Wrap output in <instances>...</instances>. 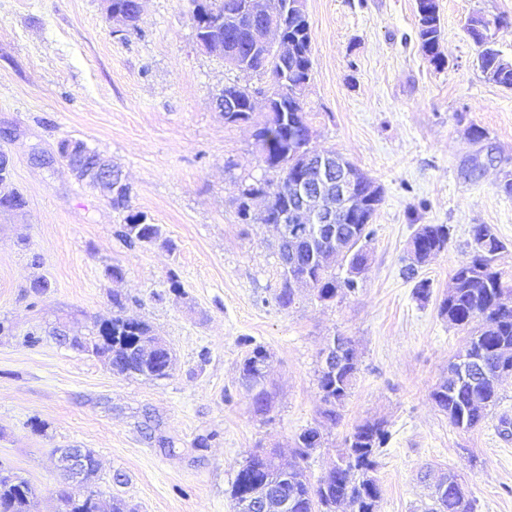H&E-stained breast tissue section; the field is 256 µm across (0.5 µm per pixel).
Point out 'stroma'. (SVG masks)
Returning a JSON list of instances; mask_svg holds the SVG:
<instances>
[{"label":"stroma","mask_w":512,"mask_h":512,"mask_svg":"<svg viewBox=\"0 0 512 512\" xmlns=\"http://www.w3.org/2000/svg\"><path fill=\"white\" fill-rule=\"evenodd\" d=\"M441 49L435 70L415 34L414 0H307L313 79L305 92L312 143L342 154L380 184L384 201L355 292L317 301L309 289L281 310L273 232L244 224L236 183L261 177L254 133L261 113L229 123L212 96L224 85L260 86L195 41L189 0H146L140 33L113 32L103 0H0V151L12 163L22 209L0 208V467L35 490L30 512H61L56 451L90 449L93 489L130 512H234L229 490L249 452L290 453L303 429L324 443L309 461L318 480L353 428L385 421L378 459L379 512H423L426 469L452 470L475 512H512V375L478 427L452 425L431 398L463 348L464 331L439 313L455 269L470 257L474 225L506 243L497 265L512 275V90L476 66L466 33L476 14L512 16V0H437ZM488 134L496 161L466 175ZM81 139L118 164L131 208L161 225L174 250L127 247L123 215L77 181L57 156ZM51 157L52 166L38 162ZM421 224H445L448 247L409 275L408 242ZM121 266L112 279L110 266ZM176 272L180 293L169 288ZM46 277L40 296L29 285ZM428 280V300L414 295ZM126 317L151 326L171 349L169 378L112 371L59 345L51 327L88 334L110 318L112 296ZM351 337L357 380L339 424H321V351ZM270 355L275 392L254 414L239 378L251 345ZM208 440L196 447L197 438Z\"/></svg>","instance_id":"35a3bbf8"}]
</instances>
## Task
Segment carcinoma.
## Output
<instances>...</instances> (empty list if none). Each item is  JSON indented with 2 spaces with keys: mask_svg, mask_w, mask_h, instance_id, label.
<instances>
[{
  "mask_svg": "<svg viewBox=\"0 0 512 512\" xmlns=\"http://www.w3.org/2000/svg\"><path fill=\"white\" fill-rule=\"evenodd\" d=\"M206 19L195 27L196 39L212 45H220L223 51L236 57L241 69L267 80L268 85L278 86L277 100L270 114L256 131V138L265 145L262 152L265 175L252 183L237 185L233 202L238 218L245 224H278L288 212L291 202V183L298 174L295 154H317L320 149L312 146L309 138L310 124L300 90L306 88L313 72L311 23L308 17L284 13L279 26L282 36L291 43L295 52L287 57H277L259 45V32L263 21L246 13V0H204ZM416 36L422 50L435 69L447 64L441 50L442 26L436 0H416ZM475 26L467 28L468 36L479 47L477 64L485 77L506 89H512V62L496 47L495 40L479 32L477 24L482 16L472 17ZM224 91L233 96L239 111L231 116L249 117L253 91L248 87L227 84ZM10 172L0 171V198L9 200L20 209L25 201L9 182ZM369 176L362 174L358 193L364 200V208L354 216L352 224L361 226L365 235H370V224L383 201V192L371 195L368 192ZM253 193L264 197L265 208L260 213L250 212L244 198ZM130 191L124 188L109 197L112 208L126 213L121 237L129 246L161 244L173 248L172 242L163 237L161 228L147 220L142 212L129 210ZM449 229L446 224H421L411 237L408 251L411 265L428 263L448 246ZM330 243L310 239L297 246L282 239L278 243L281 261L282 283L275 296L282 310L294 303L292 280L309 278L314 282L315 295L321 302L334 300L339 292L353 290L356 278H339L333 268L336 258L329 252ZM507 250L504 243L487 224H478L472 230L471 256L459 266L454 275V288L448 292L440 305V314L448 322L468 336L460 353L469 358L468 381L446 379L432 392L431 397L441 411L448 414L449 421L457 428L470 430L479 426L498 403V383L505 374L512 373V283L504 280L502 271L496 268L497 257ZM117 311L108 320L111 339L100 340L94 336L75 340L76 349L111 360L112 371L127 376L147 379H164L165 363L147 360L134 349L139 341H152L156 335L142 321L129 319L121 314L122 303L112 299ZM268 352L261 345L248 350L240 363V375L245 381L258 383L265 378L264 364ZM358 371L357 355L352 340L341 350L332 371H320L318 388L323 408L321 416L333 424L339 423L341 415L337 407L350 395ZM272 392L260 391L251 397L253 411L264 415L269 411ZM317 428L302 430L295 439V453L307 459L305 449L314 443ZM389 438L385 422L366 421L357 425L346 438V448L338 453L344 459V467L333 470L319 479L321 487L317 494L310 492L311 481L305 470L293 466L287 474L274 467L273 459H264L259 454L250 455L244 472L236 473L231 484L230 498L236 504L250 494L264 495V479L277 482L284 499L288 500V512H378L382 497L381 487L374 477L377 458ZM61 476L65 488L59 499L64 512H102L95 495L74 497L67 493L71 485V471L67 456L60 455ZM34 489L28 481L0 468V512H29ZM472 498L461 501L453 487L443 498L434 501L428 512H474Z\"/></svg>",
  "mask_w": 512,
  "mask_h": 512,
  "instance_id": "1",
  "label": "carcinoma"
}]
</instances>
